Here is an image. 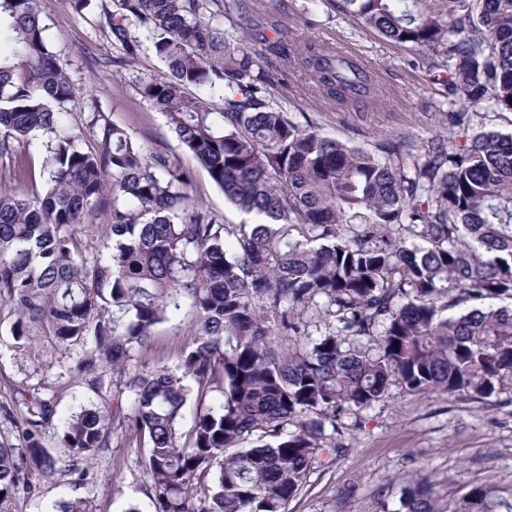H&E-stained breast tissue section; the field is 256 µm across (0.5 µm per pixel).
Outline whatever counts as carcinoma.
Returning <instances> with one entry per match:
<instances>
[{
    "mask_svg": "<svg viewBox=\"0 0 512 512\" xmlns=\"http://www.w3.org/2000/svg\"><path fill=\"white\" fill-rule=\"evenodd\" d=\"M228 28L213 23L212 4ZM100 27L135 63L145 33L167 75L139 95L224 197L259 224H221L188 193L194 174L97 108L71 125L75 95L50 50L38 0H0V307L10 334L79 354L102 401L64 422L63 446L92 460L118 428L146 448L155 512H287L341 414L384 402L391 386L482 400L512 386V134L469 136L448 113L454 148L375 154L295 122L269 102L243 0H113ZM391 42L438 59L448 94L512 112V0H341ZM340 106L376 100L372 74L325 44L276 45ZM194 86L204 95H188ZM105 222H100V218ZM475 306L448 317L442 310ZM188 310L180 365L129 371L160 325ZM319 338L309 339V327ZM133 397L122 415L105 375ZM196 412L183 431L188 401ZM30 466L59 460L39 442L53 416L24 400ZM16 449L0 445V505L15 490ZM405 512H437L419 484ZM45 512H97L86 497ZM455 512H512V495L468 489Z\"/></svg>",
    "mask_w": 512,
    "mask_h": 512,
    "instance_id": "cac0c4a2",
    "label": "carcinoma"
}]
</instances>
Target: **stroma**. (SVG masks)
<instances>
[{
	"instance_id": "1",
	"label": "stroma",
	"mask_w": 512,
	"mask_h": 512,
	"mask_svg": "<svg viewBox=\"0 0 512 512\" xmlns=\"http://www.w3.org/2000/svg\"><path fill=\"white\" fill-rule=\"evenodd\" d=\"M50 46L65 63L77 89L65 104L70 122L90 107L110 113L130 128L134 138L177 157L193 169L192 194L224 224L248 222L223 192L180 146L156 112L137 92L136 75L164 73L149 43H142L133 70L104 66L115 55L109 39L99 31L101 10L112 0H94L91 12L76 11L71 0H39ZM252 14L276 25L288 43H329L350 49L372 71L386 92L384 102H363L347 109L330 103L310 76L288 69L282 58L261 38L253 48L272 74L271 99L292 119L311 123L326 136L374 149L379 141L400 135L414 152L424 151L436 137L448 133L449 110L471 116V133L512 134V112L491 103L478 106L450 101L445 86L434 81L428 59L409 47L385 39L326 0H248ZM13 321L0 309V444L15 447L21 485L0 512H43L48 503L71 497L95 501L98 512H154L147 494L144 450L123 432H115L110 446L92 463L69 457L61 442L67 415L96 402L84 375L76 370V355L49 347H15L7 331ZM183 337L173 324L159 326L147 348L139 351L134 367L180 363ZM36 392L48 400L55 414L44 428L41 442L58 458L57 471L43 477L25 462V441L19 420L23 399ZM334 453H323L312 465L306 482L288 512H402L406 487L427 479L437 512H453L467 484H491L512 493V388L482 400H468L441 392L408 394L392 388L387 405L346 412L339 433L328 437Z\"/></svg>"
}]
</instances>
